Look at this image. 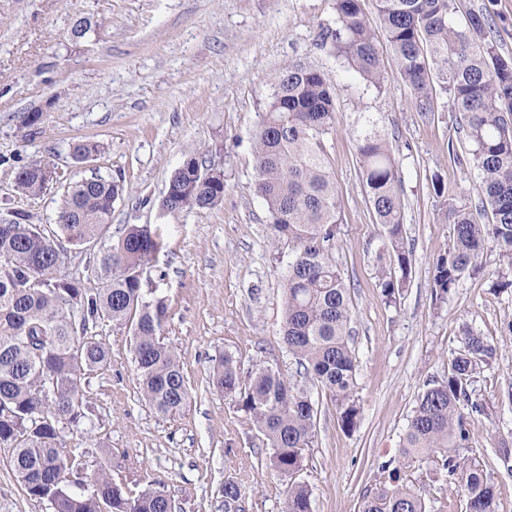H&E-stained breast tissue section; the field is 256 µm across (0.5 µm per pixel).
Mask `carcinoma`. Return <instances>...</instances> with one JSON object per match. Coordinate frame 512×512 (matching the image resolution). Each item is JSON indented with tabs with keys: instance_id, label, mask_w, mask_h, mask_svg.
Returning a JSON list of instances; mask_svg holds the SVG:
<instances>
[{
	"instance_id": "cac0c4a2",
	"label": "carcinoma",
	"mask_w": 512,
	"mask_h": 512,
	"mask_svg": "<svg viewBox=\"0 0 512 512\" xmlns=\"http://www.w3.org/2000/svg\"><path fill=\"white\" fill-rule=\"evenodd\" d=\"M455 0H376L377 20L411 102L424 117L435 112L437 94L452 101L465 131V160L477 170L478 202L450 205L452 238L432 260L435 299L444 303L464 276L476 278L482 259L496 252L504 265L492 284L512 289V56L488 7L457 18ZM334 26L322 29V45L368 86L387 80L380 43L367 21L362 0H334ZM274 92L254 132L253 191L267 212L272 242L292 253L284 284L281 340L306 375L335 402L339 427L350 434L361 410L354 398L356 356L351 347L350 290L332 253L342 223L336 181L325 139L336 133V87L322 71L294 63L272 78ZM356 157L376 222L384 228L378 278L386 304H397L410 275L412 251L402 233L398 162L389 140L372 116L356 136ZM100 152L95 142L71 147L76 162ZM197 154L171 174L161 208L176 215L213 209L224 201V181L205 178ZM48 165L18 169L16 189L37 196L53 183ZM123 185L106 176L69 181L57 218L58 232L45 233L17 212L0 222V444L13 448L12 471L31 498L48 501L53 512H174L161 489L138 496L101 475L86 488L66 482L74 460L59 450L62 432L87 417L82 392L86 376L110 364L106 344L88 335L89 325L106 317L132 331L137 379L143 399L156 412L174 415L189 391L174 351L161 341L168 318L164 300L149 299L141 288V267L163 248L159 233L146 225L127 226L115 244H100L112 222ZM96 245L88 268L100 282L90 293L76 278L56 271L63 246ZM39 280L40 286L31 282ZM81 318L75 319L74 312ZM496 353L495 345L465 326L460 345L448 359V375L427 385L405 429L401 466L378 465L374 488L359 512H426V486L400 483L401 468L428 463L455 486L466 512H496L495 487L484 466L456 449L470 439V419L484 414L474 383ZM212 385L234 401L272 448V465L288 479L282 512H312L307 485L295 481L316 432V403L288 377L267 366L248 375L226 354L214 367ZM225 512H239L238 486L222 489Z\"/></svg>"
}]
</instances>
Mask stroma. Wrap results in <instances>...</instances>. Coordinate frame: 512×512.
<instances>
[{
	"mask_svg": "<svg viewBox=\"0 0 512 512\" xmlns=\"http://www.w3.org/2000/svg\"><path fill=\"white\" fill-rule=\"evenodd\" d=\"M92 23L80 41L70 30ZM332 0H0V214L21 211L56 227L61 189L37 196L14 189L19 167L37 161L77 180L99 171L122 179L105 242L125 225L160 227L166 247L142 268L143 287L164 299L162 332L190 391L185 409L156 413L141 397L131 332L106 318L92 333L109 348L107 369L84 386L87 418L62 434L63 455L82 460L84 481L106 472L129 495L163 487L175 512H224L225 482L238 485L245 512H282L288 484L270 466L272 450L249 417L210 383L213 366L232 354L243 372L268 366L309 392L318 406L316 435L297 481L313 512H358L379 463L398 458L417 397L443 378L462 324L494 340L476 392L489 411L474 416L462 454L479 459L496 489L497 512H512V294L493 290L502 267L483 259L479 278H464L447 302L434 299L432 259L450 243L447 203L477 201L479 179L456 158L465 147L447 95L422 117L410 91L384 58L387 80L369 87L321 47L333 24ZM324 72L336 86L337 132L326 142L339 190L341 233L333 255L350 288L355 398L361 421L350 434L337 424L327 391L306 376L280 338L283 288L291 259L275 249L263 201L252 190L253 133L273 93L272 73L293 62ZM42 109L41 132L23 128ZM380 118L399 163L403 232L413 248L409 285L386 305L375 255L382 227L368 202L353 140L356 122ZM101 151L75 163L72 142ZM212 148L224 170V201L173 216L159 208L168 179L187 154ZM440 176L447 198L435 196ZM0 444V512H52L27 496Z\"/></svg>",
	"mask_w": 512,
	"mask_h": 512,
	"instance_id": "1",
	"label": "stroma"
}]
</instances>
